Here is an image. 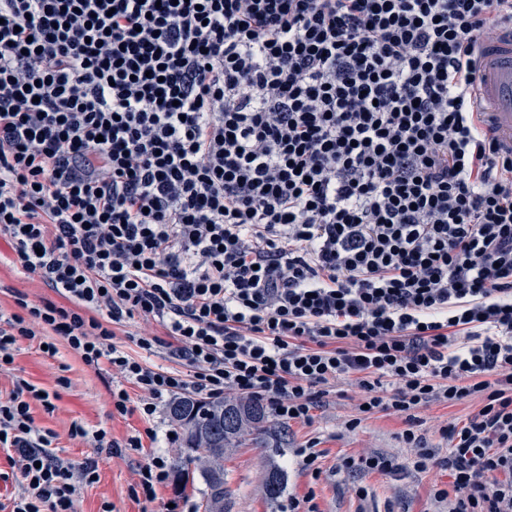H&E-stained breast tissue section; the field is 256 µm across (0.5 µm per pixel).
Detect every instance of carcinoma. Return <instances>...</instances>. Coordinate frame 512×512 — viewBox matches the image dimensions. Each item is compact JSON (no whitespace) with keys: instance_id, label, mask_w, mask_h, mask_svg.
I'll list each match as a JSON object with an SVG mask.
<instances>
[{"instance_id":"carcinoma-1","label":"carcinoma","mask_w":512,"mask_h":512,"mask_svg":"<svg viewBox=\"0 0 512 512\" xmlns=\"http://www.w3.org/2000/svg\"><path fill=\"white\" fill-rule=\"evenodd\" d=\"M171 420L182 430L183 451L178 471L195 465L206 484L205 501L211 512H224V455L239 447L247 436L264 432L266 412L255 400L221 399L205 401L189 395L168 405ZM269 498L284 488L283 475L272 470L265 480Z\"/></svg>"}]
</instances>
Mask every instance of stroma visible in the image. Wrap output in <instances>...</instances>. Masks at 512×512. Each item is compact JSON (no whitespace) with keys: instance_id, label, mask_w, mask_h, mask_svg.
Here are the masks:
<instances>
[{"instance_id":"obj_1","label":"stroma","mask_w":512,"mask_h":512,"mask_svg":"<svg viewBox=\"0 0 512 512\" xmlns=\"http://www.w3.org/2000/svg\"><path fill=\"white\" fill-rule=\"evenodd\" d=\"M13 288L34 300L49 294L38 281L19 275L7 258L0 257L1 311H15L9 294ZM57 347L58 356L48 359L28 341H20L15 366L19 375L49 391L53 411L37 406L33 415L38 426L58 434L62 456L77 463L90 457L98 461V479L81 486L76 512H101L108 502L117 512H152L151 504L130 499L128 490L137 481L140 467L152 457L163 456L173 466L178 463L180 443H170L165 438L173 427L167 407H160L149 422L137 414L113 415L108 368L94 370L86 366L65 342H58ZM61 375L69 378V386L57 384ZM352 393L351 386L339 384L336 392L315 410L312 425L286 424L270 417L266 420V447L247 441L232 449L224 460L225 512H280L289 496L301 497L310 491L321 512H426L433 485L447 482V472L434 468L418 473L408 467V450L399 438L404 423L399 417L379 413L362 421L356 430H346L344 423L352 413ZM76 421L105 429L121 442L148 428L155 431L156 439L147 442L143 451L112 456L98 452L89 443L69 439V428ZM313 438L318 440L322 453L323 474L317 480L302 470L294 453L295 448ZM362 451L386 456L391 461L390 469L360 476L339 471L343 456ZM274 468L284 474L285 482L282 496L273 500L266 494L265 477ZM358 483L368 487L366 499L356 498L352 487ZM205 490L199 470L193 468L186 479L171 478L166 487L159 489L158 497L163 502L178 499L177 512H202Z\"/></svg>"}]
</instances>
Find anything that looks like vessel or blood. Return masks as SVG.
<instances>
[{"label": "vessel or blood", "instance_id": "b4317fda", "mask_svg": "<svg viewBox=\"0 0 512 512\" xmlns=\"http://www.w3.org/2000/svg\"><path fill=\"white\" fill-rule=\"evenodd\" d=\"M474 95L489 107L481 115L483 130L502 153L512 155V26L479 48Z\"/></svg>", "mask_w": 512, "mask_h": 512}]
</instances>
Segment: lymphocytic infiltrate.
<instances>
[{"label":"lymphocytic infiltrate","mask_w":512,"mask_h":512,"mask_svg":"<svg viewBox=\"0 0 512 512\" xmlns=\"http://www.w3.org/2000/svg\"><path fill=\"white\" fill-rule=\"evenodd\" d=\"M512 0H0V240L53 299L0 312L10 512L98 463L36 425L19 341L108 366L118 415L191 391L312 424L402 417L446 512H512V157L475 113ZM138 319L148 364L115 340ZM138 389L131 398L130 389ZM471 402L430 447L417 410ZM118 336H116V341L120 342L124 345V348L134 356H144L148 357L151 362L161 365L163 367H173L180 368V364L178 361L168 358L163 349H155V352L148 353L145 350L140 349L134 343H132L127 336H124L122 331L116 330Z\"/></svg>","instance_id":"f902f5d3"}]
</instances>
